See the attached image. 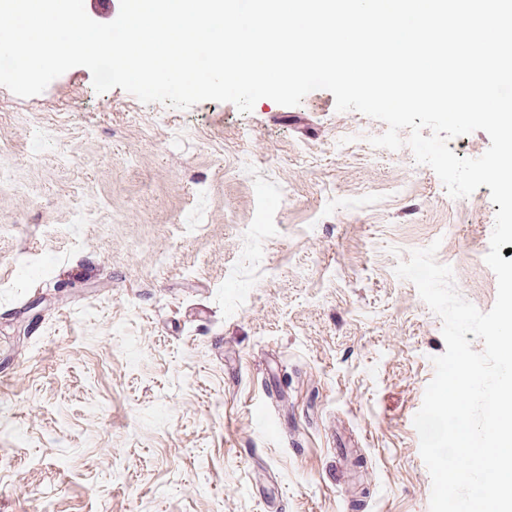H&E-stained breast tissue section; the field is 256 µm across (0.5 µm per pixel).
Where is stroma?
Returning a JSON list of instances; mask_svg holds the SVG:
<instances>
[{"instance_id": "stroma-1", "label": "stroma", "mask_w": 512, "mask_h": 512, "mask_svg": "<svg viewBox=\"0 0 512 512\" xmlns=\"http://www.w3.org/2000/svg\"><path fill=\"white\" fill-rule=\"evenodd\" d=\"M386 129L324 89L244 114L82 66L0 86V512H429L446 345L395 267L439 242L489 311L498 207Z\"/></svg>"}]
</instances>
